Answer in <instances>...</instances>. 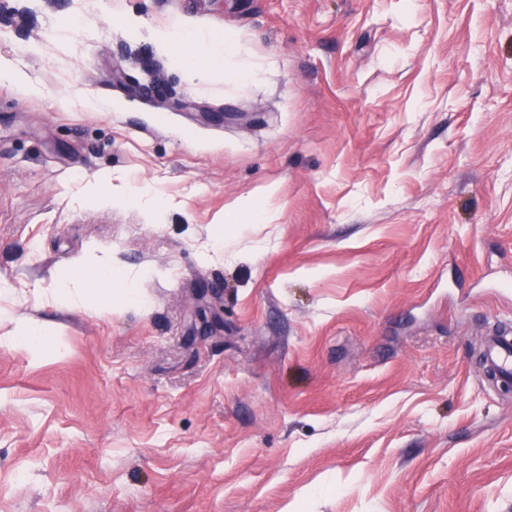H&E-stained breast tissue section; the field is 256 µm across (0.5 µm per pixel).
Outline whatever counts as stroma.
<instances>
[{"instance_id":"obj_1","label":"stroma","mask_w":512,"mask_h":512,"mask_svg":"<svg viewBox=\"0 0 512 512\" xmlns=\"http://www.w3.org/2000/svg\"><path fill=\"white\" fill-rule=\"evenodd\" d=\"M0 63V336L63 344L0 346V512H512V0H0ZM190 38L201 47V52L193 57L184 58V64L191 80H201L211 69L213 62L224 60V72L236 78L253 75V69L244 64L226 66V63L242 57V47L232 38L225 37L223 43H215L209 33H193ZM88 262L95 269L93 276L83 283V288H76L78 293L75 296L72 293L73 289L64 283L63 287L59 289V299L78 304V301L103 300L117 291L128 301L138 300L137 289L133 280L127 278L123 282L122 288L112 289L114 280L118 277L116 269L112 268V263L100 259H92ZM47 330L34 322L22 324L10 336H0V345L21 346L28 349L45 352L47 350ZM489 357L501 375L512 377V340L510 338L491 339L488 345Z\"/></svg>"}]
</instances>
